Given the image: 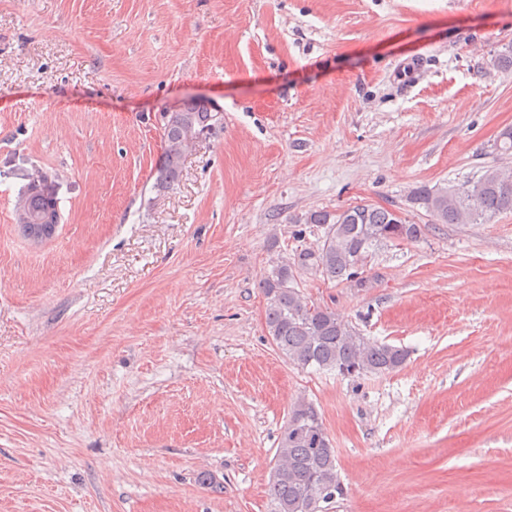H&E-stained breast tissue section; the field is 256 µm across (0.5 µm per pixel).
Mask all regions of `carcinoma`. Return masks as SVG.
Instances as JSON below:
<instances>
[{"label":"carcinoma","instance_id":"1","mask_svg":"<svg viewBox=\"0 0 512 512\" xmlns=\"http://www.w3.org/2000/svg\"><path fill=\"white\" fill-rule=\"evenodd\" d=\"M218 127L203 99L184 101L178 111L163 116L164 151L157 170L156 188L167 189L178 181L186 150L197 139ZM415 200L434 224H485L512 212V171L494 166L460 185L416 191ZM18 224L28 225L30 235L45 234L43 218L59 212L54 195L24 188L14 206ZM307 223L323 229L318 244L283 260L265 274L261 288L267 300L266 328L277 350L288 361L317 371L340 375L382 374L402 367L409 352L398 346L371 341L329 307L308 303L297 288L300 270L319 273L338 283L359 280L375 251L387 244L416 241L422 226L402 219L395 210L358 204L336 213L314 212ZM283 469L273 470L269 494L273 512H322L311 505L325 491H342L336 449L315 405L296 403L277 446Z\"/></svg>","mask_w":512,"mask_h":512}]
</instances>
